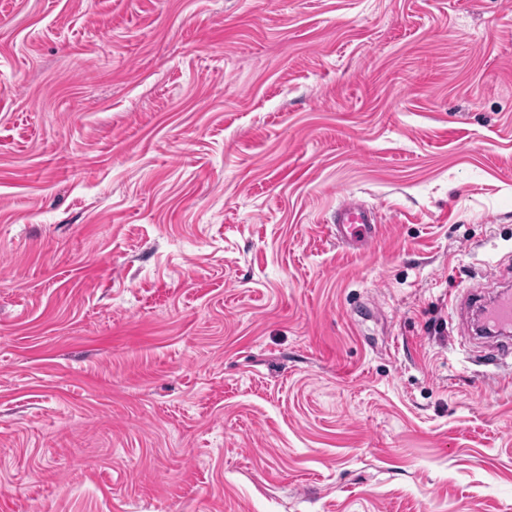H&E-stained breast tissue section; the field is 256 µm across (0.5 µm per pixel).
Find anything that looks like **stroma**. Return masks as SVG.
I'll return each instance as SVG.
<instances>
[{
	"label": "stroma",
	"mask_w": 512,
	"mask_h": 512,
	"mask_svg": "<svg viewBox=\"0 0 512 512\" xmlns=\"http://www.w3.org/2000/svg\"><path fill=\"white\" fill-rule=\"evenodd\" d=\"M502 283L512 0H0V512H512ZM379 223L376 211L345 197L336 208V241L345 246H366L376 239ZM469 296H473V305L476 307V317H470L466 303ZM512 296L509 290L498 291L494 294L485 293L481 289L467 292L461 301L459 312V329L461 335H469L472 331L488 329L494 337L508 339L501 347L512 345Z\"/></svg>",
	"instance_id": "stroma-1"
}]
</instances>
